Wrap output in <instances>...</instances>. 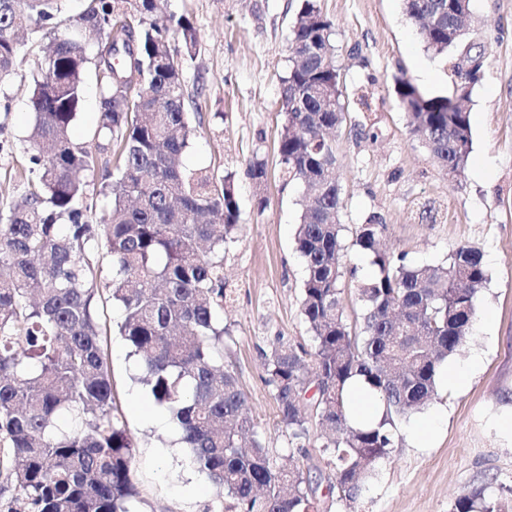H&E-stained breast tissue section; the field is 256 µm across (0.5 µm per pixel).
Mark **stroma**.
Segmentation results:
<instances>
[{
    "mask_svg": "<svg viewBox=\"0 0 512 512\" xmlns=\"http://www.w3.org/2000/svg\"><path fill=\"white\" fill-rule=\"evenodd\" d=\"M333 24L331 42L341 73L345 119L336 132L337 173L344 209V268L363 279L375 274L352 241L371 214L382 217L389 252L411 265L446 261L461 244L478 247L489 280L476 302L470 337L449 357L482 364L460 389L438 382L427 409L439 429L417 447L412 417L401 418L399 447L380 459L355 504L331 494L333 468L321 449H308L310 477L324 512H451L474 487L512 504V0H471L465 45L484 52L480 80L471 94L473 151L459 181H452L415 140L394 91L407 76L425 94L453 90L450 64L459 57L428 52L403 9V0H318ZM298 0H168V11L186 14L198 41L171 43L182 70L185 109L192 127L184 167L232 174L238 187L239 230L224 249V364L236 373L251 416L275 465L294 448L265 381L263 354L276 338L309 345L300 314L304 262L295 249L304 186L286 181L278 143L284 124L281 80L288 73V42ZM40 50L17 60L0 77V213L21 194L15 179L25 162L23 142L33 122L29 91L41 69ZM370 112H360L358 93ZM374 136H366L364 124ZM267 176L255 182L252 162ZM110 328L108 356L119 418L134 447V512H206L218 492L197 472L170 413L139 381L141 365L118 335L120 306L98 302Z\"/></svg>",
    "mask_w": 512,
    "mask_h": 512,
    "instance_id": "stroma-1",
    "label": "stroma"
}]
</instances>
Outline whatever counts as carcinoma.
Wrapping results in <instances>:
<instances>
[{"label":"carcinoma","mask_w":512,"mask_h":512,"mask_svg":"<svg viewBox=\"0 0 512 512\" xmlns=\"http://www.w3.org/2000/svg\"><path fill=\"white\" fill-rule=\"evenodd\" d=\"M64 2L0 0L1 76L26 51L19 30L32 25L52 36L30 97L24 191L0 213V497L13 489L0 512H131L133 444L95 312L103 280L123 310L119 331L140 356L152 399L171 413L197 471L224 490L215 512H318L309 472L270 463L236 374L224 367L221 253L235 241L240 210L232 176L179 163L190 128L171 41L194 48L196 28L166 13L164 0H85L68 19ZM403 5L427 51L446 56L463 43L470 0ZM90 32L110 45L107 54L88 56ZM331 32L317 0H299L281 92L282 173L307 189L295 244L313 344L278 338L263 356L280 422L301 449L316 424L336 468L329 491L353 502L395 446L396 421L435 396L438 368L469 337L488 273L480 249L465 244L446 264H406L381 249L386 225L373 214L354 245L378 272L352 284L363 315L359 330L348 323L344 205L330 136L344 112ZM91 63L101 112L89 145L71 130ZM474 81L464 77L437 96L404 75L395 81L410 134L456 178L472 152ZM99 169L110 210L91 224L97 200L87 178ZM359 378L383 406L372 426L350 420L349 385ZM63 411L74 428L58 427ZM452 512L505 510L481 486L458 497Z\"/></svg>","instance_id":"obj_1"}]
</instances>
